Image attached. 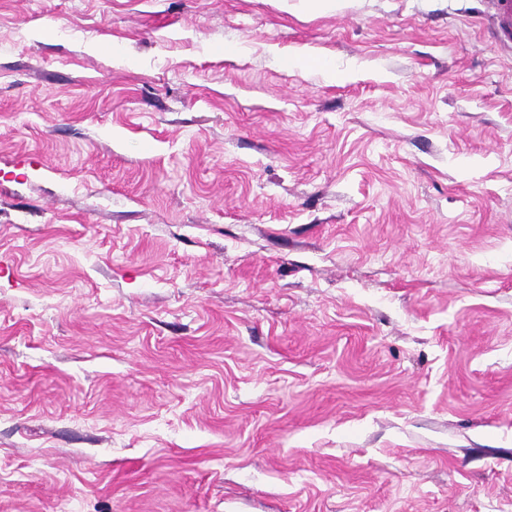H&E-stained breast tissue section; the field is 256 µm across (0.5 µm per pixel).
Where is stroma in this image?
Returning <instances> with one entry per match:
<instances>
[{"label": "stroma", "instance_id": "stroma-1", "mask_svg": "<svg viewBox=\"0 0 512 512\" xmlns=\"http://www.w3.org/2000/svg\"><path fill=\"white\" fill-rule=\"evenodd\" d=\"M344 2L0 0V512H512V52Z\"/></svg>", "mask_w": 512, "mask_h": 512}]
</instances>
